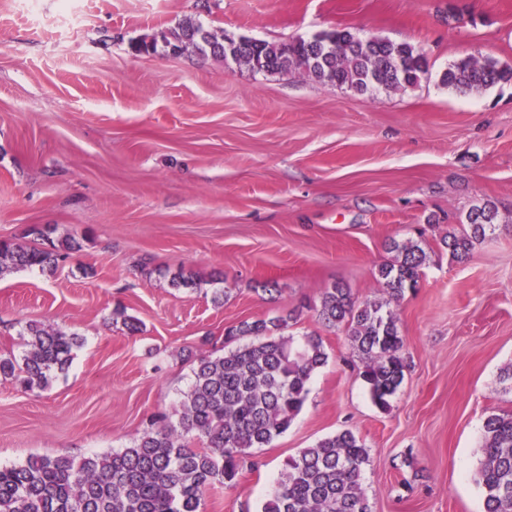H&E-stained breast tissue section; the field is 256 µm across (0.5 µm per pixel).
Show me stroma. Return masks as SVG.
Instances as JSON below:
<instances>
[{
  "mask_svg": "<svg viewBox=\"0 0 512 512\" xmlns=\"http://www.w3.org/2000/svg\"><path fill=\"white\" fill-rule=\"evenodd\" d=\"M187 16L270 43L348 27L419 47L428 71L359 93L130 52ZM469 55L512 66V0H0V240L48 224L82 244L54 271L0 276L1 357L32 322L82 341L45 388L0 379V465L132 446L174 417L227 327L286 315L328 359L288 430L250 449L257 469L209 491L205 512H262L289 457L346 429L369 453L372 512H482L484 421L512 412V84L448 89ZM486 199L499 227L456 263L441 240ZM392 238L423 239L427 261L392 305L407 370L384 412L315 307L337 282L381 297ZM178 271L196 287H171ZM118 307L139 332L113 323Z\"/></svg>",
  "mask_w": 512,
  "mask_h": 512,
  "instance_id": "35a3bbf8",
  "label": "stroma"
}]
</instances>
